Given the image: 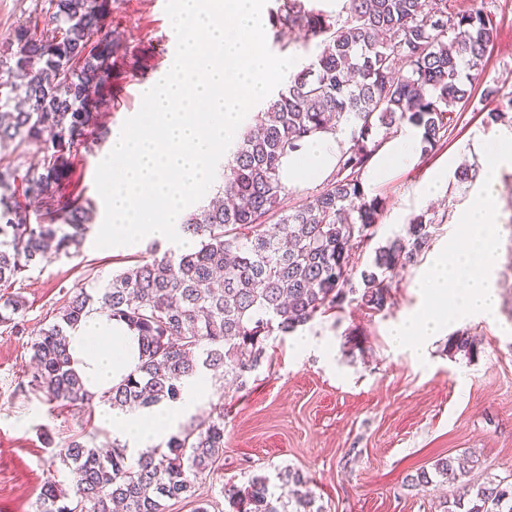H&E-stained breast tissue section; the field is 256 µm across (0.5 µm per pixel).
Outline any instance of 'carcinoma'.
<instances>
[{"mask_svg": "<svg viewBox=\"0 0 512 512\" xmlns=\"http://www.w3.org/2000/svg\"><path fill=\"white\" fill-rule=\"evenodd\" d=\"M43 24L15 27L11 48L0 55V146L36 144L40 163L26 168L0 158V286L31 267L79 251L91 227L90 204L61 203L71 152L87 141L99 116V92L120 56L121 43L105 31L107 0H47ZM274 39L297 34L314 46L308 64L265 102L255 124L224 162L222 181L208 205L188 214L184 233L195 249L141 259L71 293L30 343L27 386L48 402L91 408L97 401L135 411L177 401L189 380L220 372L237 387L266 357L265 341L289 334L319 315L354 306L380 313L392 304L405 268L431 241L436 216L413 217L406 236L377 247L371 264L356 272V253L375 237L386 207L366 190L363 174L388 130L421 131L422 153L448 140L456 109L472 100L484 60L497 36L485 0L451 10L448 0H344L336 13L309 0H276ZM498 99L487 119L512 112V97ZM350 131L332 173L319 188L284 204L289 189L281 160L297 143ZM479 165L462 164L454 176L476 181ZM43 205L49 218L32 224L19 197ZM25 308L20 295L0 304V323ZM93 312L125 323L140 339V362L122 381L98 395L71 366L67 330ZM448 351L473 355L478 342L466 331L448 338ZM224 453V412L192 420L155 448L128 461L126 446L97 447L78 434L55 447L70 483L48 480L35 512H166L167 502L194 496V480L214 472ZM472 452L435 461L410 486L439 477L461 483L450 512H512V479L472 483L480 467ZM281 479L298 487L283 502L268 480L224 488L233 512H323L307 481L286 469Z\"/></svg>", "mask_w": 512, "mask_h": 512, "instance_id": "1", "label": "carcinoma"}]
</instances>
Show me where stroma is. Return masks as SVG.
Listing matches in <instances>:
<instances>
[{
    "instance_id": "stroma-1",
    "label": "stroma",
    "mask_w": 512,
    "mask_h": 512,
    "mask_svg": "<svg viewBox=\"0 0 512 512\" xmlns=\"http://www.w3.org/2000/svg\"><path fill=\"white\" fill-rule=\"evenodd\" d=\"M165 4L109 0L106 28L118 34L127 52L100 91L107 102L100 129L123 126L139 111L143 86L167 73L175 33ZM45 6L46 0H0V52L7 50L14 27L39 17ZM485 7L497 37L486 55L483 83L510 96L512 0H485ZM495 106L494 100L474 96L442 148L417 155L371 184L372 192L386 196L387 208L358 269L371 263L376 246L404 235L410 218L427 211L444 216L429 249L404 270L388 311L371 316L350 306L316 317L301 328L318 343L305 354L294 351L290 336H270L266 358L246 388L228 384L209 391L197 412H223L224 458L213 475L197 479L194 499L172 502L169 512H195L200 502L208 512H231L225 486L243 487L258 475L267 477L272 495L283 494L279 473L287 468L300 471L324 512H443L454 485L417 489L408 477L437 458L465 451L481 461L472 480L512 475V167L500 170L496 202L502 258L497 312L490 320L455 324L476 334L477 355L449 353L442 336L422 364L394 348L388 336L392 324L419 306L415 281L449 242L460 214L481 188L477 182L458 183L455 169L466 160L483 162L480 146L512 124V112L503 121L488 122ZM109 149L106 138L92 137L79 146L66 185L67 195L93 203L99 223L105 212L94 178ZM439 173L444 176L440 190L426 195V184ZM96 237L89 232L78 252L50 259L0 288L1 294L18 293L26 302L17 327L0 324V512H34L43 483L65 476L43 445L41 429L51 430L59 443L88 431L96 444L112 440L111 428L97 414L47 402L19 386L29 368L31 339L66 294L88 281L111 279L140 257L136 251L96 248ZM351 331L358 342L353 349L345 343Z\"/></svg>"
}]
</instances>
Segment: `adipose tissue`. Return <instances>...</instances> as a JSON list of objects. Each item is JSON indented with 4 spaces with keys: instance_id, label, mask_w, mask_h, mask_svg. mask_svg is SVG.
Here are the masks:
<instances>
[{
    "instance_id": "ef3b65f1",
    "label": "adipose tissue",
    "mask_w": 512,
    "mask_h": 512,
    "mask_svg": "<svg viewBox=\"0 0 512 512\" xmlns=\"http://www.w3.org/2000/svg\"><path fill=\"white\" fill-rule=\"evenodd\" d=\"M420 137L416 129L386 142L378 151L374 179H382L416 157ZM343 144L340 136L320 135L300 142L282 160V181L290 188L315 185L327 178ZM69 354L73 368L94 393L103 392L130 373L139 361V341L125 323L94 313L69 330ZM206 377L190 381L174 402H164L147 411L123 412L104 406L102 421L111 424L117 440L138 455L165 443L180 423L191 414L205 394Z\"/></svg>"
}]
</instances>
